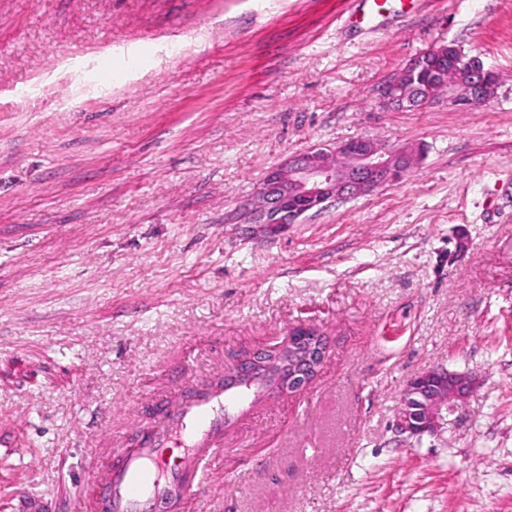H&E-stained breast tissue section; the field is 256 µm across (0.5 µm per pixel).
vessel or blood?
<instances>
[{
    "instance_id": "1",
    "label": "vessel or blood",
    "mask_w": 512,
    "mask_h": 512,
    "mask_svg": "<svg viewBox=\"0 0 512 512\" xmlns=\"http://www.w3.org/2000/svg\"><path fill=\"white\" fill-rule=\"evenodd\" d=\"M358 25L378 27L384 17L382 0H351ZM256 384L227 393L207 390L181 395L179 402L158 416L155 431L140 447L111 460L95 477L104 512H149L152 503L167 496H192L204 481L206 468L224 454L221 433L225 424L254 401ZM181 449L178 463H170L166 448Z\"/></svg>"
}]
</instances>
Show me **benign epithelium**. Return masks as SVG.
<instances>
[{
  "label": "benign epithelium",
  "instance_id": "7a95c632",
  "mask_svg": "<svg viewBox=\"0 0 512 512\" xmlns=\"http://www.w3.org/2000/svg\"><path fill=\"white\" fill-rule=\"evenodd\" d=\"M451 61L461 78L450 82L440 64ZM497 77L476 57H456L448 44L434 46L409 62L382 87L379 105L386 110L414 111L442 100L469 107L493 98ZM424 159L420 146L387 150L368 138L318 145L270 168L257 185L246 215L249 223L274 227L297 224L313 209L394 184ZM330 340L316 328L297 327L280 344L248 353L218 382L229 390L259 377L266 390L301 393L317 377ZM469 375L433 367L411 377L405 386L395 431L407 438L435 433L448 413L475 389Z\"/></svg>",
  "mask_w": 512,
  "mask_h": 512
}]
</instances>
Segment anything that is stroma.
Masks as SVG:
<instances>
[{"label":"stroma","mask_w":512,"mask_h":512,"mask_svg":"<svg viewBox=\"0 0 512 512\" xmlns=\"http://www.w3.org/2000/svg\"><path fill=\"white\" fill-rule=\"evenodd\" d=\"M409 8L376 29L350 0H0V512H87L158 401L299 326L330 338L317 378L225 428L175 512H512V0ZM146 39L145 67L90 71ZM440 44L495 96L381 109ZM359 137L426 158L300 223L239 221L269 168ZM436 366L476 389L398 435Z\"/></svg>","instance_id":"35a3bbf8"}]
</instances>
